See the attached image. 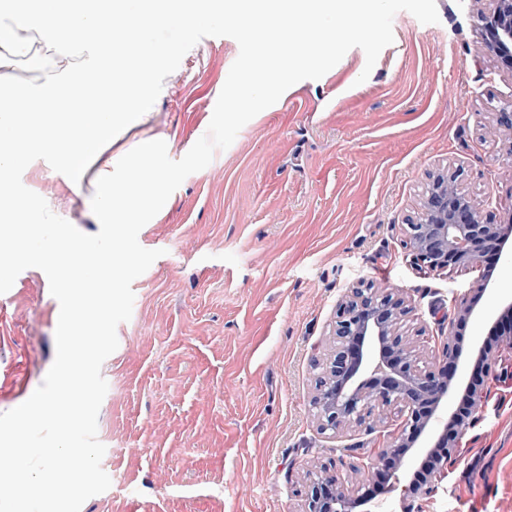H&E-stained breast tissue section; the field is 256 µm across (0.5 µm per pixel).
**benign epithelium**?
<instances>
[{"label": "benign epithelium", "instance_id": "obj_1", "mask_svg": "<svg viewBox=\"0 0 512 512\" xmlns=\"http://www.w3.org/2000/svg\"><path fill=\"white\" fill-rule=\"evenodd\" d=\"M469 12L485 52L512 63V0H480ZM496 128L512 131V104L491 113ZM459 171L451 165L428 175V183L416 215L403 225V247L415 264L430 271H446L457 264L473 265L485 253L512 262V218L505 224L487 220L483 204L456 187ZM476 291L498 301L512 312V296L498 295L490 278L478 280ZM414 312L401 293L360 284L341 299L332 326L333 346L314 360L323 383L311 399L317 431L334 436L354 427L384 421V411L399 405L406 411L399 435L379 457L406 454L418 446L435 457L434 468L404 491L430 498L448 477L447 465L455 452L448 439V399L462 391L471 412L458 423L463 429L476 420L483 399L478 386L463 383L462 353L446 341L432 354L433 365H422L423 352L400 333L398 325ZM459 319L477 323L492 319L486 309L462 305ZM305 512H380L383 502L345 485L337 471L326 467L316 473L306 492Z\"/></svg>", "mask_w": 512, "mask_h": 512}]
</instances>
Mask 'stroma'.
Returning a JSON list of instances; mask_svg holds the SVG:
<instances>
[{
    "instance_id": "obj_1",
    "label": "stroma",
    "mask_w": 512,
    "mask_h": 512,
    "mask_svg": "<svg viewBox=\"0 0 512 512\" xmlns=\"http://www.w3.org/2000/svg\"><path fill=\"white\" fill-rule=\"evenodd\" d=\"M439 21L406 11L394 41L365 71L350 49L317 80L290 87L232 145L189 175L140 231L161 255L132 284L130 320L102 365V467L113 489L81 512H303L310 472L337 469L347 485L398 434L400 413L374 429L319 434L314 357L332 345L336 304L364 283L399 291L431 352L446 336L463 350L489 328L459 324L490 274L512 290V263L424 272L402 246L428 172L460 168V184L494 222L512 217V156L490 114L512 101V70L486 55L464 0H436ZM239 54L229 37L202 39L169 75L146 125L112 154L160 135L181 159L205 134ZM22 181L93 235L88 197L42 160ZM58 301L40 269L0 294V413L42 384L56 357ZM478 418L459 433L448 477L422 512H512V341L491 347Z\"/></svg>"
}]
</instances>
